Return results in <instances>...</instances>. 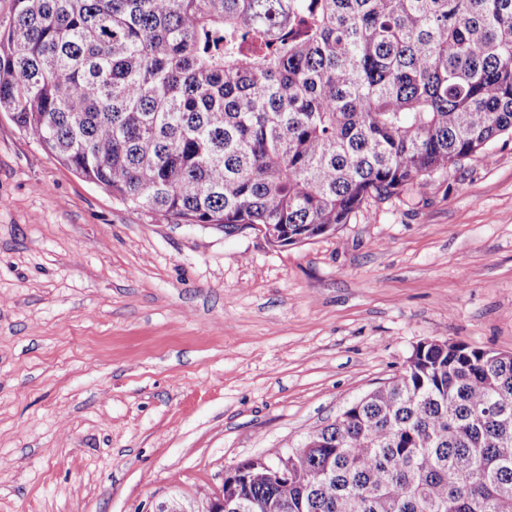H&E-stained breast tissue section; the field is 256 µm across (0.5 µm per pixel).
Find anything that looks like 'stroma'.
Wrapping results in <instances>:
<instances>
[{"instance_id":"obj_1","label":"stroma","mask_w":512,"mask_h":512,"mask_svg":"<svg viewBox=\"0 0 512 512\" xmlns=\"http://www.w3.org/2000/svg\"><path fill=\"white\" fill-rule=\"evenodd\" d=\"M435 336L512 353V136L277 248L129 207L0 112V512L204 502Z\"/></svg>"}]
</instances>
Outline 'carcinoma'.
<instances>
[{"mask_svg":"<svg viewBox=\"0 0 512 512\" xmlns=\"http://www.w3.org/2000/svg\"><path fill=\"white\" fill-rule=\"evenodd\" d=\"M135 209L275 247L512 135V0H14L0 112ZM247 512H512V353L442 337Z\"/></svg>","mask_w":512,"mask_h":512,"instance_id":"cac0c4a2","label":"carcinoma"}]
</instances>
